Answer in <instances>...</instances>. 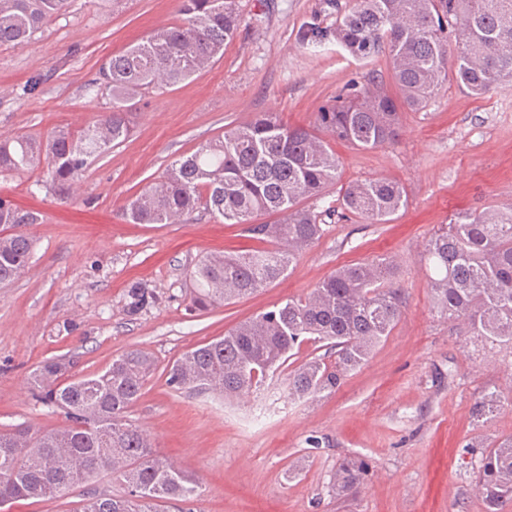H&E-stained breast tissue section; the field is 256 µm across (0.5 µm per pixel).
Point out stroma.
Masks as SVG:
<instances>
[{
	"instance_id": "obj_1",
	"label": "stroma",
	"mask_w": 512,
	"mask_h": 512,
	"mask_svg": "<svg viewBox=\"0 0 512 512\" xmlns=\"http://www.w3.org/2000/svg\"><path fill=\"white\" fill-rule=\"evenodd\" d=\"M353 0H240L241 23L224 55L205 72L142 97L130 138L96 158L71 202L49 192L46 167L0 175V197L39 212L19 230L35 242L26 271L0 285V430L63 426L37 401L30 377L50 359L72 361L71 376L104 371L141 349L157 368L128 417L157 450L199 479L188 512H483L473 470L460 467L477 435L512 434V355L463 336L433 307L422 259L431 234L454 213L512 205V82L474 96L448 82L426 108L404 113L397 144L335 151L344 180L401 182L408 206L389 224L332 221L286 277L259 292L190 311V272L210 252L251 248L237 224L198 210L181 224H131L127 201L178 156L223 135L225 127L278 112L307 125L318 108L370 73L383 58L359 61L333 43L299 44L300 27L333 26ZM179 0H70L23 47L0 46V135L45 136L79 128L108 111L98 69L114 52L180 23ZM394 259L403 315L368 362L335 393L289 398L285 381L227 402L167 383L172 361L198 344L290 297L307 295L344 264ZM153 299L138 314L128 291ZM502 391L497 416L474 428L472 408L486 389ZM365 458L369 475L337 497L340 459ZM109 474L50 500L9 512H81L92 493H118Z\"/></svg>"
}]
</instances>
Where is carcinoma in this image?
Listing matches in <instances>:
<instances>
[{"instance_id":"1","label":"carcinoma","mask_w":512,"mask_h":512,"mask_svg":"<svg viewBox=\"0 0 512 512\" xmlns=\"http://www.w3.org/2000/svg\"><path fill=\"white\" fill-rule=\"evenodd\" d=\"M68 0H0V46L22 47ZM182 20L113 53L98 84L111 107L80 129L62 127L44 139L0 136V173L21 174L47 165L57 199L90 162L126 141L130 115L153 89L171 88L208 68L236 33L239 0H180ZM458 52L448 58V32ZM309 46L327 41L352 57L389 62L394 91L370 80L319 107L308 126L291 125L274 112L227 127L224 135L174 160L125 208L131 224H179L200 208L270 242V250L210 253L191 271L190 307L205 312L256 293L285 276L296 258L327 231V220L350 215L389 224L407 206L398 181L366 178L346 183L342 162L328 140L360 150L396 142L401 113L424 109L453 78L479 96L512 79V0H355L337 10L327 30L302 27ZM341 184L339 206L319 208L325 190ZM264 215L272 223L258 222ZM39 214L0 198V284L19 278L33 253V239L12 228L39 223ZM423 260L438 312L465 334L512 355V205L462 211L427 241ZM394 261L377 257L344 265L304 298H288L224 336L196 346L171 365L167 382L177 389L208 390L226 399L257 391L296 357L304 345L334 351V360L310 357L288 372V396L307 400L340 387L389 336L401 316L392 288ZM130 313L149 304L147 289H130ZM68 363H43L31 377L38 397L62 411L68 423L48 431L18 425L0 431V508L24 499H52L102 472L125 483L121 495L89 497L82 512H160L161 504L197 496L198 480L154 449L150 435L127 419L155 369L152 355L134 349L105 371L62 381ZM501 395L477 398L476 426L499 411ZM470 465L485 512L512 502V435L479 440ZM369 473L360 457L336 467L334 488L352 493Z\"/></svg>"}]
</instances>
